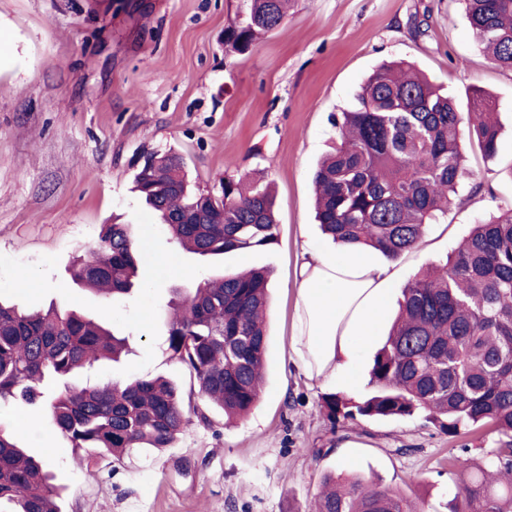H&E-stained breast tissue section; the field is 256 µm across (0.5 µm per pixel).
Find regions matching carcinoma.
I'll list each match as a JSON object with an SVG mask.
<instances>
[{
	"label": "carcinoma",
	"mask_w": 512,
	"mask_h": 512,
	"mask_svg": "<svg viewBox=\"0 0 512 512\" xmlns=\"http://www.w3.org/2000/svg\"><path fill=\"white\" fill-rule=\"evenodd\" d=\"M475 40L499 67L512 70V0H465ZM288 0H244L245 21L224 45L246 52L277 30ZM338 142L313 174L316 220L334 241L397 260L416 249L431 224L459 201L472 176L463 138L487 158L500 138L497 102L478 91L461 115L455 101L412 74L405 61L381 65L340 113ZM134 182L183 251L222 255L277 239L275 198L261 180L224 179L215 207L190 188L182 160L157 153ZM141 251L130 224H108L77 260L73 281L114 297L131 291ZM272 270L250 268L173 289L166 351L184 365L200 396L229 420L259 400L266 364V314ZM129 349L100 323L55 306L23 312L0 303V406L21 401L48 416L74 448L120 458L133 448H169L186 419L180 387L161 378H130L75 389L66 379ZM62 382L43 390L45 378ZM359 400L322 397L335 421L421 415L440 432L489 428L498 447L455 481L449 512H512V208L473 225L443 264L402 290L399 311ZM47 464L0 429V512H61ZM313 512H411L409 499L382 481L325 475Z\"/></svg>",
	"instance_id": "cac0c4a2"
}]
</instances>
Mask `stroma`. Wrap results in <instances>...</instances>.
<instances>
[{"instance_id":"obj_1","label":"stroma","mask_w":512,"mask_h":512,"mask_svg":"<svg viewBox=\"0 0 512 512\" xmlns=\"http://www.w3.org/2000/svg\"><path fill=\"white\" fill-rule=\"evenodd\" d=\"M243 18V0H0L17 52L0 63V302L53 303L130 338L131 354L75 384L163 376L187 404L173 447L118 459L73 448L43 418L17 427L22 404L1 408L0 425L49 460L62 512H309L327 472L374 476L419 512H448L451 459H482L496 434L451 438L416 415L330 421L320 402L336 384L288 361L293 282L302 243L338 250L315 221L312 176L336 140L334 116L380 63L414 62L462 106L490 92L502 126L494 158L466 153L485 194L464 197L393 261L394 305L472 224L512 206V71L475 44L464 0H291L275 32L226 52L224 32ZM145 152L182 156L203 191L227 177L271 181L276 242L208 257L178 250L133 189ZM113 223L135 226L144 255L137 289L106 301L69 269ZM247 266L273 271L265 381L249 414L228 423L216 408L195 413L194 380L165 351L163 311L173 289Z\"/></svg>"}]
</instances>
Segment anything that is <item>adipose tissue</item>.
Returning a JSON list of instances; mask_svg holds the SVG:
<instances>
[{
	"mask_svg": "<svg viewBox=\"0 0 512 512\" xmlns=\"http://www.w3.org/2000/svg\"><path fill=\"white\" fill-rule=\"evenodd\" d=\"M301 252L288 359L307 379L350 385L385 319L393 273L358 250Z\"/></svg>",
	"mask_w": 512,
	"mask_h": 512,
	"instance_id": "adipose-tissue-1",
	"label": "adipose tissue"
}]
</instances>
